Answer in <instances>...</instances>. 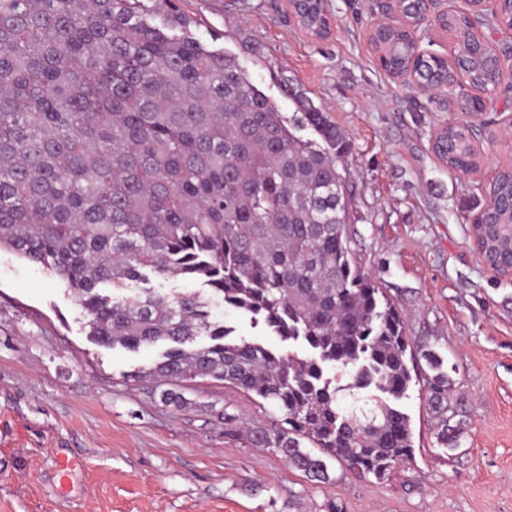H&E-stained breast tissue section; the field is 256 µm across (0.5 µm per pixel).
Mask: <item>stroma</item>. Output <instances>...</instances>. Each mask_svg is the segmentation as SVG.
<instances>
[{
	"label": "stroma",
	"mask_w": 512,
	"mask_h": 512,
	"mask_svg": "<svg viewBox=\"0 0 512 512\" xmlns=\"http://www.w3.org/2000/svg\"><path fill=\"white\" fill-rule=\"evenodd\" d=\"M334 34L309 37L288 0H181L194 34L236 56L284 116L297 105L281 79L328 112L347 135L348 246L361 270L405 318L415 371L425 348L452 368L448 451L437 434L426 381H413L401 409L414 455L386 481L331 464L329 482L305 477L269 449L224 438L213 409L268 424L271 405L223 384L187 391L197 410L164 406L152 383L127 372L158 348L136 352L91 342L65 284L39 265L0 251V512H512V280L492 273L472 238L469 214L491 179L512 167V73L483 119L479 173L449 171L432 140L464 123L438 99L392 80L367 35L378 0H326ZM264 54L243 53L246 40ZM214 319L278 350L264 325L212 297ZM75 466L60 489L56 462Z\"/></svg>",
	"instance_id": "obj_1"
}]
</instances>
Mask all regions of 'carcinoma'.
I'll return each mask as SVG.
<instances>
[{
  "label": "carcinoma",
  "mask_w": 512,
  "mask_h": 512,
  "mask_svg": "<svg viewBox=\"0 0 512 512\" xmlns=\"http://www.w3.org/2000/svg\"><path fill=\"white\" fill-rule=\"evenodd\" d=\"M194 25L179 0H0V250L66 283L91 341L132 352L163 345L131 378L165 386L164 405H190L185 382H220L277 411L249 428L218 412L225 438L271 448L313 480H330L331 460L388 479L413 455L409 416L396 405L413 377L402 316L347 246L349 141L286 80L299 112L285 120ZM300 25L321 36L325 5ZM430 25L470 50L467 16ZM383 43L390 72L451 80L442 58L413 59L405 29ZM470 75L497 89L494 54L474 59ZM433 152L456 172L477 165L455 124L436 134ZM490 193L493 206L471 221L482 225L483 262L498 269L512 264V177ZM150 273L201 282L311 354L235 338L200 291L129 290ZM423 358L446 444L451 378L437 352Z\"/></svg>",
  "instance_id": "obj_1"
}]
</instances>
